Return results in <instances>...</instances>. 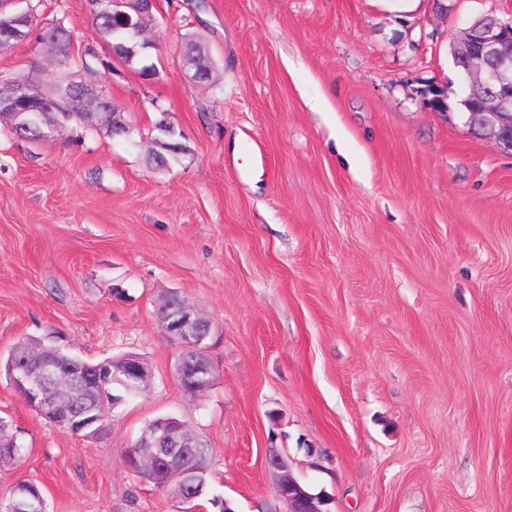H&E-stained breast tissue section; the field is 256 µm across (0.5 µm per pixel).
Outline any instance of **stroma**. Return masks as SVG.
Segmentation results:
<instances>
[{"instance_id": "1", "label": "stroma", "mask_w": 512, "mask_h": 512, "mask_svg": "<svg viewBox=\"0 0 512 512\" xmlns=\"http://www.w3.org/2000/svg\"><path fill=\"white\" fill-rule=\"evenodd\" d=\"M90 10L38 15L97 52L79 77L128 133L29 142L0 120V356L60 335L90 361L137 355L151 381L96 440L0 377L22 450L0 501L29 479L49 512H181L123 459L173 415L209 444L199 512L214 495L288 512L274 451L328 512H512V155L471 134L450 54L512 0H156L150 77L112 59ZM59 69L31 38L0 52V79L48 95ZM429 82L448 111L423 104ZM163 120L188 147L167 171L146 161ZM172 293L212 326L216 379L195 397L154 315Z\"/></svg>"}]
</instances>
